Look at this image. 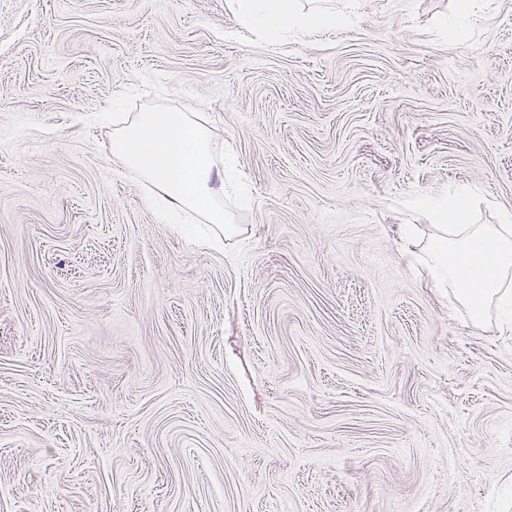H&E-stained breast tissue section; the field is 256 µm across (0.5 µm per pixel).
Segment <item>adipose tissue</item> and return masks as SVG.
I'll use <instances>...</instances> for the list:
<instances>
[{
    "mask_svg": "<svg viewBox=\"0 0 512 512\" xmlns=\"http://www.w3.org/2000/svg\"><path fill=\"white\" fill-rule=\"evenodd\" d=\"M239 24L274 32L335 24L334 16L299 11L293 0H231ZM112 152L135 172L153 180L176 210L203 212L209 223L224 221L213 191V142L209 130L184 112H143L112 140ZM457 202H449V223L440 225L428 250L435 284L449 282L481 306L497 296L512 269V226L476 228L456 223Z\"/></svg>",
    "mask_w": 512,
    "mask_h": 512,
    "instance_id": "ef3b65f1",
    "label": "adipose tissue"
}]
</instances>
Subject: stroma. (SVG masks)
<instances>
[{
	"mask_svg": "<svg viewBox=\"0 0 512 512\" xmlns=\"http://www.w3.org/2000/svg\"><path fill=\"white\" fill-rule=\"evenodd\" d=\"M0 0V512H512V315L400 251L512 215V0ZM211 132L226 221L113 156ZM294 0H231L232 10L242 25H257L275 32L284 25L296 31L335 25L336 16L299 11Z\"/></svg>",
	"mask_w": 512,
	"mask_h": 512,
	"instance_id": "obj_1",
	"label": "stroma"
}]
</instances>
